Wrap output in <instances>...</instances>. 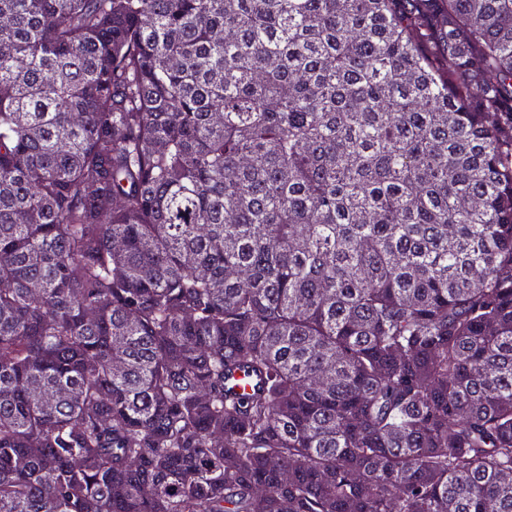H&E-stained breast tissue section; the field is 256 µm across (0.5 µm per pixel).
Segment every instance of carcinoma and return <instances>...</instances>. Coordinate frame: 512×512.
Masks as SVG:
<instances>
[{"instance_id":"carcinoma-1","label":"carcinoma","mask_w":512,"mask_h":512,"mask_svg":"<svg viewBox=\"0 0 512 512\" xmlns=\"http://www.w3.org/2000/svg\"><path fill=\"white\" fill-rule=\"evenodd\" d=\"M0 512H512V0H0Z\"/></svg>"}]
</instances>
